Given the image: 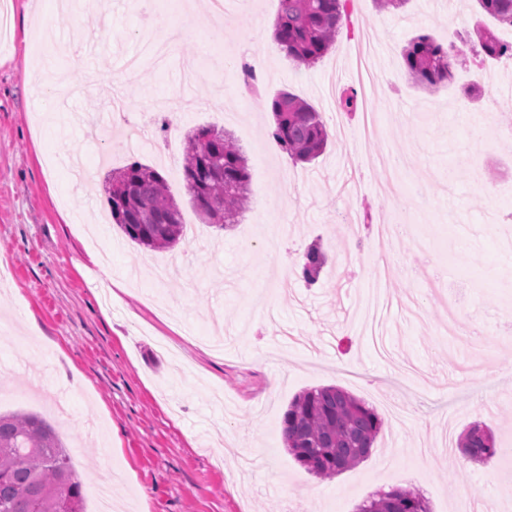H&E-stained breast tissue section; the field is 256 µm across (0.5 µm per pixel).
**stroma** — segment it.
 I'll list each match as a JSON object with an SVG mask.
<instances>
[{"mask_svg":"<svg viewBox=\"0 0 512 512\" xmlns=\"http://www.w3.org/2000/svg\"><path fill=\"white\" fill-rule=\"evenodd\" d=\"M112 0L57 12L54 0H0V412H33L58 431L78 475L111 479L121 512H356L383 489L421 494L430 512H458L466 499L512 512V385L498 387L495 354L512 350L511 229L493 212L512 211V116L494 104L480 75L512 85V59L474 55L477 26L497 29L476 0H407L397 9L352 0L349 22L317 64L300 67L272 36L279 0H224L223 23H204V0ZM199 17L186 27L178 5ZM56 12L50 51L60 71L93 70L94 85L54 113L31 95L16 59L33 52L40 13ZM461 20L449 26V12ZM260 30V94L247 92L225 49ZM178 31L167 66L143 59L134 84L116 86L144 39ZM374 34L377 95H361L356 61L362 31ZM467 44L452 83H415L402 57L420 34ZM199 60V87L179 102L182 140L150 137L128 148L116 130L86 142L74 114L107 117L118 89L131 115L182 85L180 63ZM481 88L478 100L463 87ZM289 91L311 103L329 133L310 164L264 143L274 127L272 97ZM357 92L355 112L339 107ZM381 113L380 133L362 137L360 114ZM211 127L233 133L250 177L240 224L204 223L182 170L185 136ZM414 160L402 193L385 188L397 152ZM137 160L156 168L195 238L152 252L131 242L109 216L113 170ZM395 217L423 239L395 237L385 284L393 297L380 338L361 334L357 290L371 282L372 248L352 254L346 275L334 256L352 228ZM266 224L292 232L277 251L250 244ZM320 245L329 257L318 282L293 271ZM108 254V262L89 260ZM336 386L386 412L398 388L414 408L386 419L369 456L323 479L286 450L284 412L304 390ZM479 421L500 450L465 463L457 441Z\"/></svg>","mask_w":512,"mask_h":512,"instance_id":"1","label":"stroma"}]
</instances>
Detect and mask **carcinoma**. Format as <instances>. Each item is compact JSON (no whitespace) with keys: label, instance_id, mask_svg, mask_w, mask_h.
I'll return each mask as SVG.
<instances>
[{"label":"carcinoma","instance_id":"cac0c4a2","mask_svg":"<svg viewBox=\"0 0 512 512\" xmlns=\"http://www.w3.org/2000/svg\"><path fill=\"white\" fill-rule=\"evenodd\" d=\"M348 0H280L275 40L287 56L312 66L332 48L349 18ZM484 14L512 29V0H478ZM480 53L491 59L512 57V42L479 31ZM454 37L412 38L402 57L416 82L437 90L454 79L461 58ZM278 140L294 162L308 163L325 149L329 134L320 113L298 96L280 92L271 102ZM183 171L186 189L211 224L230 229L248 208L246 158L226 131L200 128L188 138ZM112 222L138 246L173 247L182 239V212L169 194L164 176L139 161L112 176L108 197ZM327 261L318 246L303 255L300 273L314 285ZM383 420L363 400L336 386L306 390L288 405L282 418L285 448L308 471L328 479L362 462L373 448ZM463 457L485 461L498 453L491 431L472 424L460 438ZM0 512H84L82 482L54 427L35 413H0ZM357 512H430L426 501L405 489L368 498Z\"/></svg>","mask_w":512,"mask_h":512}]
</instances>
